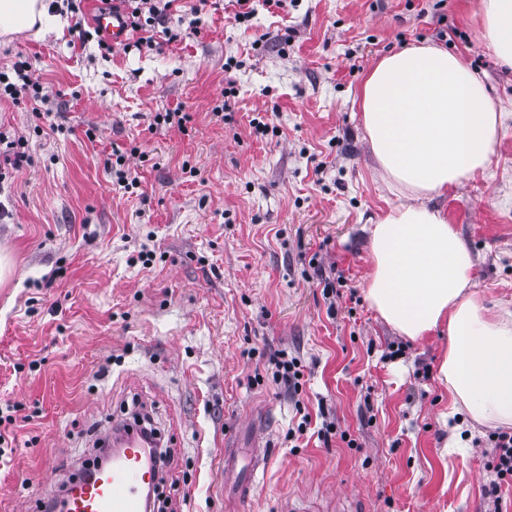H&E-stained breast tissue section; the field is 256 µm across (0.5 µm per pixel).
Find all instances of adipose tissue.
I'll use <instances>...</instances> for the list:
<instances>
[{"label": "adipose tissue", "mask_w": 512, "mask_h": 512, "mask_svg": "<svg viewBox=\"0 0 512 512\" xmlns=\"http://www.w3.org/2000/svg\"><path fill=\"white\" fill-rule=\"evenodd\" d=\"M480 13L488 45L512 66V0H481ZM63 27L46 0H0L1 38ZM358 102L380 171L407 198L368 227L366 297L410 339L446 328L437 380L452 411L479 425L512 426V310L489 307L475 291L470 250L427 205L488 169L500 108L461 56L433 44L383 57Z\"/></svg>", "instance_id": "ef3b65f1"}]
</instances>
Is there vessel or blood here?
Returning a JSON list of instances; mask_svg holds the SVG:
<instances>
[{
  "instance_id": "vessel-or-blood-1",
  "label": "vessel or blood",
  "mask_w": 512,
  "mask_h": 512,
  "mask_svg": "<svg viewBox=\"0 0 512 512\" xmlns=\"http://www.w3.org/2000/svg\"><path fill=\"white\" fill-rule=\"evenodd\" d=\"M97 30L112 43L129 37L120 11H93ZM122 455L110 467L96 469L73 483L55 512H147V489L160 480L153 462L156 454L150 444L135 434L121 435Z\"/></svg>"
}]
</instances>
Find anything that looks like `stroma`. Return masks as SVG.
<instances>
[{"label": "stroma", "mask_w": 512, "mask_h": 512, "mask_svg": "<svg viewBox=\"0 0 512 512\" xmlns=\"http://www.w3.org/2000/svg\"><path fill=\"white\" fill-rule=\"evenodd\" d=\"M169 25L185 37L108 58L68 28L0 43V72L27 58L49 90L45 119L0 99L30 157L0 170V512H37L140 414L174 451L155 512H512L489 427L437 382L447 334L401 336L364 295L367 227L404 198L359 88L426 42L502 107L489 169L428 205L487 304L512 308V68L479 0H289L242 24L209 4ZM179 107L185 128L155 124ZM115 154L136 188L113 185ZM282 352L298 392L273 377Z\"/></svg>", "instance_id": "35a3bbf8"}]
</instances>
